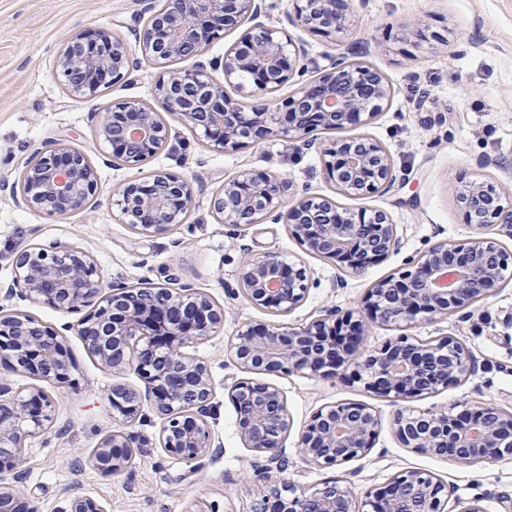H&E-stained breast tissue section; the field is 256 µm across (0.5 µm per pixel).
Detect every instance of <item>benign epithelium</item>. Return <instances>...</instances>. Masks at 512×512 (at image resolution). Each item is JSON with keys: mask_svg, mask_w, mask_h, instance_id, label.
Here are the masks:
<instances>
[{"mask_svg": "<svg viewBox=\"0 0 512 512\" xmlns=\"http://www.w3.org/2000/svg\"><path fill=\"white\" fill-rule=\"evenodd\" d=\"M340 0H296L291 23L322 33L335 42L347 34L351 18ZM257 14L255 0H164L139 38L141 55L155 62H186L156 82L154 95L165 111L202 132L218 151L234 150L273 137L316 147L320 130H343L374 119L393 96L377 71L332 56L320 76L302 82L295 95L271 99L264 108L247 110L231 99L226 87L250 74L261 96L306 71L305 52L284 32L254 25L241 47L224 53V79L217 81L199 61L215 33L238 26ZM137 59L103 31L71 35L56 55V70L73 95L96 97L101 88L124 77ZM98 135L113 156L141 163L168 138L158 113L136 101L107 106L96 113ZM325 174L336 193L360 197L388 192L397 177L391 155L380 141L365 136L338 138L321 148ZM98 187L97 170L80 150L54 143L34 150L25 162L18 203L50 215L86 207ZM454 195L467 223L497 225L512 236V195H503L476 180L459 182ZM195 201L191 181L165 171L150 179L117 187L113 205L134 229L161 236L183 222ZM213 211L234 226L255 223V216L287 225L303 249L328 258L350 276H360L399 245L397 225L387 213L355 216L323 195H290L277 175L243 172L224 182L211 198ZM411 270L386 276L368 290L366 316L341 309L325 310L301 327L284 323L245 324L231 343L236 363L247 372L284 371L312 377L342 375L368 390L399 401L437 392L472 375L476 360L456 340L444 336L411 340L401 336L362 356L357 348L373 325L430 321L466 312L493 296L512 279V254L496 239L479 233L462 241L441 240L407 260ZM454 276L443 285L440 279ZM308 273L301 262L268 254L243 261L239 286L254 306L277 315L300 307L308 293ZM0 294L76 314V331L88 350L112 368L130 367L144 389L112 388V408L134 419L148 407L165 420L164 450L191 462L213 448L205 420L213 387L207 366L183 347L207 337L223 320L210 299L192 288H133L103 284L93 259L75 247L48 252L34 244L16 248L11 281ZM64 336L34 318L0 314V366L23 370L63 386L72 365ZM242 441L265 455L267 471H285L284 440L290 429L287 404L274 384L250 378L231 387ZM48 397L40 390L20 397L0 377V470L21 462L24 442L48 421ZM379 420L372 408L356 402L324 406L299 432L301 454L312 465L332 467L366 457L377 436ZM395 432L407 447L421 453L485 463L512 455V412L478 402L472 408L397 412ZM134 438L104 439L96 465L105 474L121 470ZM453 490L421 470L403 471L382 488L366 493L363 512H443ZM268 499L283 502V512H352V488L340 482L306 491L285 479L270 482ZM0 512H23L19 495L0 485ZM68 512H105L93 498L74 499Z\"/></svg>", "mask_w": 512, "mask_h": 512, "instance_id": "7a95c632", "label": "benign epithelium"}]
</instances>
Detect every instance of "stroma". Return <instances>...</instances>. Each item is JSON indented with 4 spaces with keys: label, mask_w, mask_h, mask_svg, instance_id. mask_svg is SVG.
Returning a JSON list of instances; mask_svg holds the SVG:
<instances>
[{
    "label": "stroma",
    "mask_w": 512,
    "mask_h": 512,
    "mask_svg": "<svg viewBox=\"0 0 512 512\" xmlns=\"http://www.w3.org/2000/svg\"><path fill=\"white\" fill-rule=\"evenodd\" d=\"M161 5V0H0V181L19 182L30 153L59 142L83 151L98 172V190L88 206L63 216L20 207L0 189V280L13 274V250L32 243L50 252L67 247L88 252L107 282H149L170 289L188 285L207 294L223 309L224 325L189 344L186 352L210 372L214 398L208 426L217 447L193 462L168 455L160 446L162 422L151 410L131 420L112 409V388H140L138 376L101 364L75 332L76 315L13 300L0 309L30 315L64 333L74 363V383L64 388L22 371L8 375L19 395L40 389L51 402V418L26 440L21 464L0 471V484L15 487L37 512H66L78 497L98 499L106 512H259L268 492L257 476L264 459L238 433L231 387L246 372L237 365L230 342L242 325L278 318L244 298L238 285L243 260L276 253L305 264L309 293L300 307L280 318L288 326L307 324L331 306L357 312L371 284L405 270L410 255L441 239L475 234L453 198L459 179L512 191V0H345L352 26L340 45L289 24L293 0H261L258 20H244L214 40L205 56L223 58L246 29L260 22L306 45L310 75L326 69L330 55L342 46L352 60L386 78L394 88L392 101L348 133L380 141L396 169L408 170L409 178L389 192L363 197L337 196L320 155L287 139L218 153L200 133L171 117L168 140L151 158L136 165L113 158L111 147L98 137L96 113L106 104L126 101L156 107L154 85L160 75L179 68V61L143 63L98 96L83 98L69 95L58 80L56 52L78 30L105 31L124 50L138 52L139 37ZM158 170L188 177L199 194L183 224L150 236L125 223L112 205V190ZM243 170L276 174L298 196H335L355 212H386L398 226V252L362 276L344 279L333 262L305 253L286 225L268 219L237 227L223 223L211 209V197ZM401 335L454 338L478 364L475 375L412 399L411 408L461 410L480 401L512 411V281L466 316L402 329L373 327L362 348L368 351ZM256 378L276 385L286 400L291 420L284 442L286 476L299 487L348 481L360 502L367 490L384 486L397 473L419 469L453 487L445 512H464L476 498L486 512H503L500 497H512V457L462 464L407 448L394 431L398 403L362 384L341 376L282 372H260ZM337 402L372 407L380 421L378 436L365 458L318 468L298 453V433L315 411ZM113 434L135 436L142 445L131 449L119 472L107 475L98 469L95 453Z\"/></svg>",
    "instance_id": "obj_1"
}]
</instances>
